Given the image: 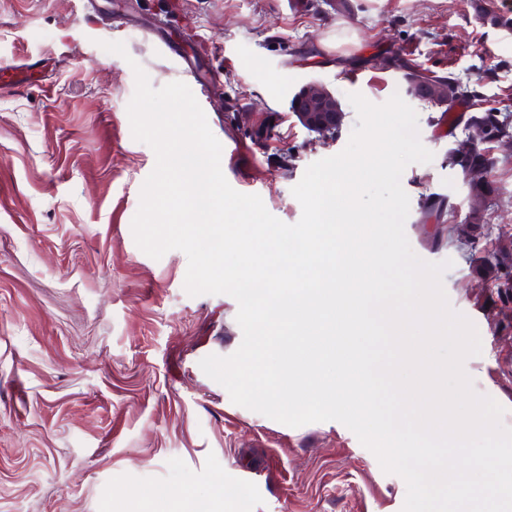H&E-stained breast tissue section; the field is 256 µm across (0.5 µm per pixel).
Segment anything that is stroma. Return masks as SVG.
Wrapping results in <instances>:
<instances>
[{"mask_svg": "<svg viewBox=\"0 0 512 512\" xmlns=\"http://www.w3.org/2000/svg\"><path fill=\"white\" fill-rule=\"evenodd\" d=\"M321 40L329 52H315ZM340 52L356 65L337 68ZM379 56L399 68H377ZM1 61L19 72L0 83V512H173L185 487L208 512L219 489L224 512H402L404 480L342 423L287 426L234 404L201 369L239 348L238 304L188 295L182 251L156 260L135 243L156 163L128 117L136 64L152 87L190 88L222 146L240 147L221 156L228 183L288 224L306 168L348 143L349 94L400 95L434 154L402 174L406 236L420 259L450 261L448 304L481 340L463 369L512 428V330L495 331L475 260L512 231V153L495 152L496 205L471 253L427 212L436 196L465 216L468 188L445 162L439 109L402 79L415 66L451 73L483 107L512 113V32L482 24L470 0H347L339 12L323 0H0ZM313 81L345 114L329 143L291 110Z\"/></svg>", "mask_w": 512, "mask_h": 512, "instance_id": "35a3bbf8", "label": "stroma"}]
</instances>
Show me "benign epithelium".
<instances>
[{
    "instance_id": "1",
    "label": "benign epithelium",
    "mask_w": 512,
    "mask_h": 512,
    "mask_svg": "<svg viewBox=\"0 0 512 512\" xmlns=\"http://www.w3.org/2000/svg\"><path fill=\"white\" fill-rule=\"evenodd\" d=\"M417 88L434 102L448 103V83L443 80H417ZM295 115L307 126L308 131L326 143L336 138V127L341 125L344 112L336 97L322 84H308L292 100Z\"/></svg>"
}]
</instances>
